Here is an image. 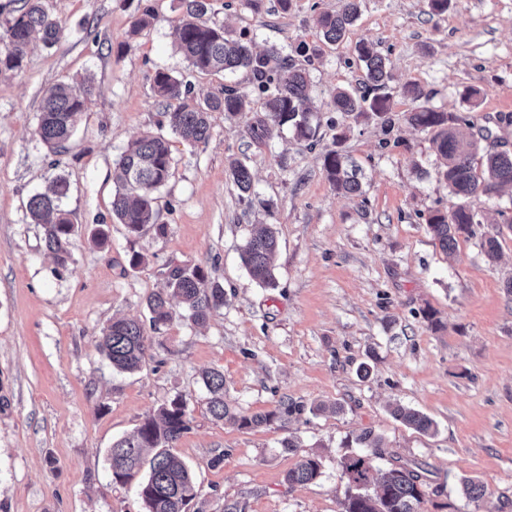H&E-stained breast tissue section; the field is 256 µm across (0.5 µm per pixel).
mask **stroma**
<instances>
[{
  "label": "stroma",
  "instance_id": "obj_1",
  "mask_svg": "<svg viewBox=\"0 0 512 512\" xmlns=\"http://www.w3.org/2000/svg\"><path fill=\"white\" fill-rule=\"evenodd\" d=\"M204 21L246 34L256 50H312L305 68L316 135L290 130L253 140L257 115L212 113L209 138L196 146L171 134L152 89L156 71L187 84L196 101L225 85L250 90L246 73L201 74L179 53L173 29L184 0H45L63 30L37 43L20 72L0 75V512H141L135 485L112 483L107 453L144 417L182 397L189 429L174 452L194 472L203 512L228 501L246 512H341L349 485L340 459L363 429L384 439L387 456L426 463L423 512H512V188L471 198L482 216L475 233L446 255L427 228L431 211L458 199L438 175L429 132L407 121L413 104L395 96L390 124L335 111L340 87L361 80L360 41L387 58L393 88L409 81L428 105L473 124L480 151L512 142V0H451L431 14L428 0H363L345 38L325 44L321 12L343 0H205ZM153 24L134 31L144 10ZM90 77L88 108L63 154L36 134L44 92ZM145 132L166 135L174 157L157 193L167 238L129 241L114 223L117 162ZM332 149L362 170V192L338 193L323 169ZM250 168L256 201L246 207L229 164ZM64 175V202L82 228L73 259L58 267L43 249V228L26 204ZM105 224L110 242L93 247L87 230ZM273 225L277 285L265 288L242 266L238 248L253 225ZM500 242L488 262L483 242ZM146 262L130 269L131 251ZM199 265L224 288V304L205 325L177 318L148 324L147 296L174 266ZM433 319H426L425 311ZM144 322L146 364L113 371L97 348L113 316ZM368 378L357 375L360 363ZM224 373V399L238 412L274 410L284 398L307 412L288 422L241 429L215 420L201 376ZM397 402L430 416L420 434L388 409ZM323 412L309 414V407ZM292 436L296 451L281 442ZM223 455L212 466L215 455ZM305 456L322 462L314 482L288 484ZM485 486L471 503L462 481Z\"/></svg>",
  "mask_w": 512,
  "mask_h": 512
}]
</instances>
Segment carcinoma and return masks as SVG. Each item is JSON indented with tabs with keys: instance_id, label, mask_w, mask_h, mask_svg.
I'll return each mask as SVG.
<instances>
[{
	"instance_id": "obj_1",
	"label": "carcinoma",
	"mask_w": 512,
	"mask_h": 512,
	"mask_svg": "<svg viewBox=\"0 0 512 512\" xmlns=\"http://www.w3.org/2000/svg\"><path fill=\"white\" fill-rule=\"evenodd\" d=\"M205 5L202 0H191L186 16L175 27L174 35L179 50L201 73H219L237 70L249 72L255 81V91L263 96L265 117L248 126L254 139H268L284 126L292 129L300 140L315 137L312 112L308 106V73L293 60L282 56L275 48L262 52L252 49L246 36L233 35L222 27L211 26L201 20ZM360 0H345L336 13H322L317 19L324 42L335 44L343 39L349 26L357 20ZM61 29L42 4V0H25L19 14L8 21L0 33V73L18 72L24 61L27 46L39 39L46 44L57 42ZM358 57L364 64L362 89H342L336 92L333 105L338 112L357 118L373 115L389 123L392 81L387 59L367 41L357 46ZM153 89L164 104V116L171 130L187 145L204 142L210 135L209 115L224 112L235 116L252 111L247 92L226 85L220 95L204 102H188L189 88L171 74L159 70L153 76ZM91 95L90 86L73 91L67 83H58L43 95L36 134L55 154L64 152L80 115L85 112ZM408 122L433 133L440 160V174L460 203L449 213L435 210L429 213L426 224L439 242L441 249L452 254L461 236L474 234V225L481 223L468 200L479 194L489 195L499 189L512 187V153L487 152L478 155V145L469 132L468 120L453 112L437 111L419 105L408 113ZM173 157L168 140L160 134L144 133L133 140L122 154L119 167L121 184L112 195V218L124 225L130 238L146 231L162 239L168 234V225L158 222L155 192L168 181ZM326 177L336 189L355 195L361 191L356 174L347 168L345 157L329 150L323 157ZM231 177L239 191V199L252 207L253 178L246 164L235 162ZM69 185L57 176L47 193H37L27 203L29 215L44 228V249L60 267L73 257V241L77 227L69 211L62 207V199ZM277 250L276 231L266 226L246 238L240 247V259L250 277L265 288L276 287L272 259ZM224 304V288L200 266L176 267L166 280V288L147 298L150 321L156 329L167 325L180 315L196 324ZM150 338L136 320L114 318L102 330L98 341L100 353L112 369L121 373L141 370L149 349ZM209 394L208 411L216 420H227L240 428L267 426L275 421L301 415L304 408L288 399L280 401L276 410L240 415L231 411L224 401V372L211 370L203 375ZM393 417L419 433L433 435L436 426L423 413L395 405ZM189 429L186 402L177 396L156 413L145 416L141 425L130 436L112 443L108 452L111 481L126 485L139 475L144 465V452L155 450L149 461V474L138 484L139 497L145 512H185L194 509L197 499L196 480L187 464L172 448ZM355 441L367 452H353L340 460L342 474L351 492L343 502L342 512H422L429 483L427 469L422 464L401 457L391 459L390 467L368 491L374 459L382 457V436L371 429L363 430ZM322 463L315 457L302 458L290 470L286 481L290 485L306 484L321 476Z\"/></svg>"
}]
</instances>
